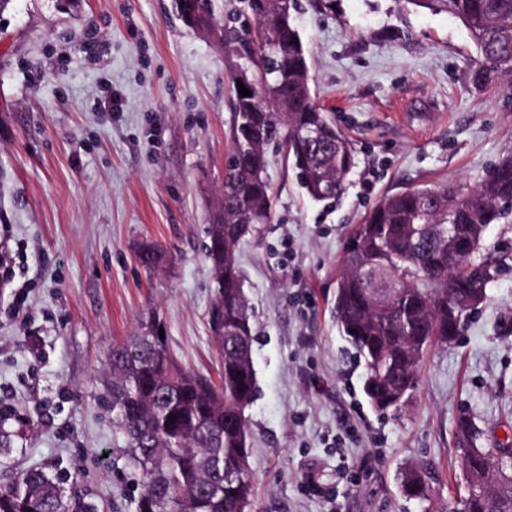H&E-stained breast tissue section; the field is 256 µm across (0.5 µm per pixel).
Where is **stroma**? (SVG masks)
<instances>
[{"label":"stroma","mask_w":512,"mask_h":512,"mask_svg":"<svg viewBox=\"0 0 512 512\" xmlns=\"http://www.w3.org/2000/svg\"><path fill=\"white\" fill-rule=\"evenodd\" d=\"M173 0H9L0 11V411L26 419L13 469L67 500L135 512L141 491L112 427L108 357L154 320L174 357L220 384L204 242L224 182L232 83L222 44ZM316 104L357 165L318 202L284 151L275 220L246 237L258 392L246 408L251 512H424L400 489L423 470L435 512L465 495L458 424L512 446V223L486 231L497 267L459 340L425 351L399 410H375L331 307L344 239L386 194L471 192L512 151V78L477 84L464 26L408 0H299ZM145 242L172 257L149 272Z\"/></svg>","instance_id":"35a3bbf8"}]
</instances>
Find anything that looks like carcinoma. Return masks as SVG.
Segmentation results:
<instances>
[{
    "label": "carcinoma",
    "mask_w": 512,
    "mask_h": 512,
    "mask_svg": "<svg viewBox=\"0 0 512 512\" xmlns=\"http://www.w3.org/2000/svg\"><path fill=\"white\" fill-rule=\"evenodd\" d=\"M257 27L251 40L229 31L227 51L257 64L259 78L237 65L232 148L224 188L209 213L205 254L217 291L224 336L222 384L185 368L157 330L112 346V424L138 472L141 493L136 512H241L251 504L248 461L250 425L244 410L255 399L253 310L238 261L243 238L275 218L274 193L267 176L268 146L284 131L286 152L314 199L343 193L355 165L342 129L317 107L310 68L294 25L295 0H246ZM416 7L446 11L469 32L482 60L477 80L512 76V0H407ZM512 214V152L470 194L448 187L408 188L385 196L355 225L344 241L333 309L340 335L364 361V392L382 411L404 405L418 384L424 350L451 344L471 310L461 305L474 276L485 282L492 264L481 255L480 226L499 224ZM447 224L469 242L457 265L448 269V244L428 227ZM166 251L144 243L139 264L163 267ZM9 413L0 412V458L14 451L20 434ZM461 459L467 493L459 512H512V482L503 483L500 461L509 448H479L480 434L464 419ZM401 490L410 500L432 502L423 472L410 466ZM0 512H70L56 478L41 469L20 471L0 487Z\"/></svg>",
    "instance_id": "carcinoma-1"
}]
</instances>
